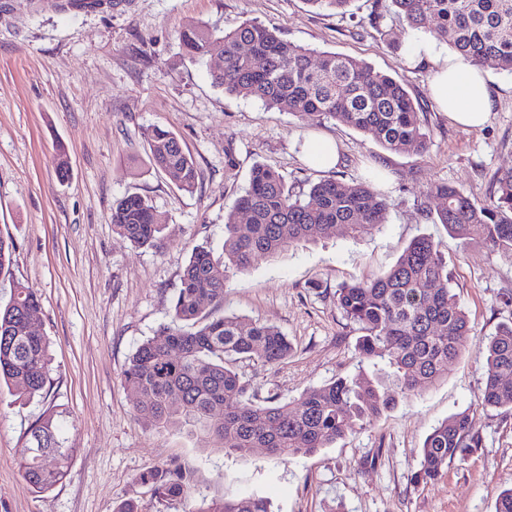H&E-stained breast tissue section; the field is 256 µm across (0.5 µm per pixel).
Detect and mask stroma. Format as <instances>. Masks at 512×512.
<instances>
[{
    "mask_svg": "<svg viewBox=\"0 0 512 512\" xmlns=\"http://www.w3.org/2000/svg\"><path fill=\"white\" fill-rule=\"evenodd\" d=\"M383 12L379 26L369 16ZM253 20L296 44L349 55L404 80L429 135L421 154L391 153L339 122L303 124L293 115L216 87L211 55H181V30ZM429 35L410 29L380 0H352L347 13L316 11L305 0H0V238L13 244L0 274V301L15 284L41 298L39 330L52 373L28 402L0 390V512H190L201 497L256 495L271 512H494L512 488V411L485 410L481 337L512 320V253L462 248L437 222L432 185L448 184L481 203L499 169L512 167V73L488 70L486 124L464 130L429 94L430 59L413 50ZM173 131L196 159L194 192L150 161L145 129ZM333 139L329 171L303 158L310 138ZM235 167H227L226 151ZM68 179H59V154ZM275 168L294 192L329 176L360 181L379 173L388 210L379 231L303 243L236 274L223 313L278 327L294 346L285 362H238L248 395L296 402L336 378L375 375L361 360L360 335L338 310L342 284L390 269L409 242L431 236L460 306L476 328L444 380L398 401L373 421L316 453L280 461L266 449L229 455L202 448L179 427L146 429L122 371L136 348L171 321L173 297L195 246L221 254L224 218L252 166ZM136 193L167 215L160 248L137 247L112 228V203ZM473 411L483 445L449 463L435 483L413 479L423 442L449 415ZM53 415L73 451L66 477L33 494L18 464L32 430ZM177 461L194 492L163 502L137 476Z\"/></svg>",
    "mask_w": 512,
    "mask_h": 512,
    "instance_id": "obj_1",
    "label": "stroma"
}]
</instances>
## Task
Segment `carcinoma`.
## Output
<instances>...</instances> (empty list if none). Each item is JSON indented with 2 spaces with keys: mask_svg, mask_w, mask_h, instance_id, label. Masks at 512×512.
Listing matches in <instances>:
<instances>
[{
  "mask_svg": "<svg viewBox=\"0 0 512 512\" xmlns=\"http://www.w3.org/2000/svg\"><path fill=\"white\" fill-rule=\"evenodd\" d=\"M412 29L428 28L462 62L480 69L512 73V0H391ZM184 55L201 60L214 52L224 68L212 73L224 91L288 112L303 123L333 120L362 133L391 153L420 154L428 134L417 104L403 81L375 70L355 57L314 51L283 38L278 29L256 21L218 31L206 25L179 35ZM261 61L258 68L254 63ZM153 165L185 191L195 189L200 169L178 138L159 126L144 133ZM438 222L467 246L481 243L493 252L512 253V168L497 173L489 200L476 203L459 189L437 184ZM387 204L369 181L323 178L295 194L274 168L256 164L248 185L225 217L223 257L197 246L185 266L172 302L171 323L144 340L123 371L124 386L137 400L134 412L148 428L171 424L186 428L213 448L241 455L264 448L286 460L315 453L394 407L401 396L448 375L472 335L466 311L449 287L448 267L434 241L415 237L388 271L336 289V307L363 333L362 360L385 362L386 377L335 381L306 390L291 406L276 397L256 404L234 370L239 359L278 365L293 353L288 337L273 325L217 314L235 273L301 242L329 237L340 230L359 237L386 222ZM166 217L138 194L112 204V227L139 247L161 241ZM41 300L17 284L0 305V385L27 401L49 381L52 357L45 336L30 330L39 320ZM485 406L512 410V321L485 338ZM473 414H451L427 436L414 480L436 482L455 459L481 447ZM29 453L19 463L35 494L65 476L73 449L57 435L52 416L31 434ZM57 464L48 470L42 456ZM137 481L160 501L189 496L192 473L173 461L139 474ZM192 512H269L257 496L234 500L204 497Z\"/></svg>",
  "mask_w": 512,
  "mask_h": 512,
  "instance_id": "1",
  "label": "carcinoma"
}]
</instances>
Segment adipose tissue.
I'll return each mask as SVG.
<instances>
[{
    "mask_svg": "<svg viewBox=\"0 0 512 512\" xmlns=\"http://www.w3.org/2000/svg\"><path fill=\"white\" fill-rule=\"evenodd\" d=\"M415 53L433 59L435 74L430 94L439 109L461 128L481 126L487 119L489 105V92L481 71L454 56H432L431 46L425 41L416 45Z\"/></svg>",
    "mask_w": 512,
    "mask_h": 512,
    "instance_id": "1",
    "label": "adipose tissue"
}]
</instances>
